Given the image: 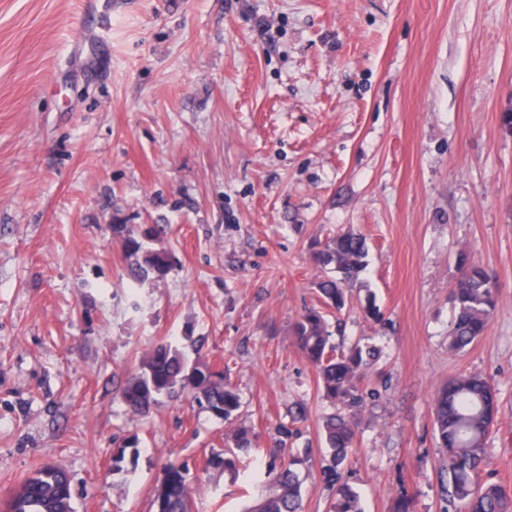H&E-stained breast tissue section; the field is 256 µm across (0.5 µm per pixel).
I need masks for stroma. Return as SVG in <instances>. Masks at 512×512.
Listing matches in <instances>:
<instances>
[{
	"mask_svg": "<svg viewBox=\"0 0 512 512\" xmlns=\"http://www.w3.org/2000/svg\"><path fill=\"white\" fill-rule=\"evenodd\" d=\"M82 0H0V501L47 464L75 512H155L186 465L192 512H246L274 456L302 455L301 512H328L333 405L293 326L317 305L311 254L363 234L379 319L349 303L339 345L382 351L339 483L364 512H443L431 398L488 375L491 480L512 484V0H112L108 48ZM160 224L174 257L132 285L112 227ZM492 274L491 328L448 351L456 257ZM240 393L258 445L208 468L225 423L191 394L133 417L118 391L158 341ZM302 403L305 416L288 410ZM138 440L134 472L115 444Z\"/></svg>",
	"mask_w": 512,
	"mask_h": 512,
	"instance_id": "obj_1",
	"label": "stroma"
}]
</instances>
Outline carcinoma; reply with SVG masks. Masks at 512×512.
<instances>
[{
    "label": "carcinoma",
    "instance_id": "carcinoma-1",
    "mask_svg": "<svg viewBox=\"0 0 512 512\" xmlns=\"http://www.w3.org/2000/svg\"><path fill=\"white\" fill-rule=\"evenodd\" d=\"M123 251L130 259L128 275L139 284L152 274L166 272L172 254L154 248L148 241L160 234L154 226L136 238L126 225H112ZM367 254L363 236L345 232L331 238L313 255L314 262L332 270L317 283L324 305L342 310L349 300L348 286L358 280ZM458 277L451 290L453 315L448 329V350L461 352L489 331L497 305V291L486 270L462 254ZM294 336L300 352L315 369L324 396L345 408L323 424V436L330 453L328 476H336L354 446L357 414L362 403L359 383L364 372L379 360L374 345L353 344L339 349L332 342L326 314L312 307L298 318ZM191 390L198 403L228 425L224 452L212 455L207 466L234 477L237 452L252 446V430L234 425L241 408L237 390L224 376L202 361H189L171 343L155 344L143 357L138 370L119 390L121 401L133 416L144 417L162 395ZM500 399L495 385L478 372H461L448 379L432 399V417L441 448L440 473L443 493L451 512H512V485L488 481L483 473L489 464L488 439L499 423ZM137 456V440L118 446L112 456V470L120 471L127 458ZM292 458L274 466L272 489L261 496L250 512H299L300 480ZM156 512H191L186 469L166 465L155 487ZM5 512H74L71 480L66 469L49 465L21 482L5 503ZM330 512H363L357 492L347 485L336 490Z\"/></svg>",
    "mask_w": 512,
    "mask_h": 512
}]
</instances>
